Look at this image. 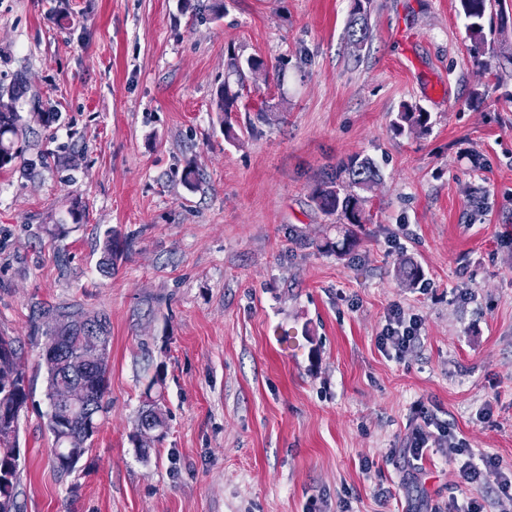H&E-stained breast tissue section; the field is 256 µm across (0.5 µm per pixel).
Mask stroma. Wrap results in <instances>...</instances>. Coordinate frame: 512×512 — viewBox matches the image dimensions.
<instances>
[{"label": "stroma", "instance_id": "1", "mask_svg": "<svg viewBox=\"0 0 512 512\" xmlns=\"http://www.w3.org/2000/svg\"><path fill=\"white\" fill-rule=\"evenodd\" d=\"M208 5L0 0V87L23 76L30 130L0 170V333L33 379L23 512H512L458 477L485 453L512 469V0L486 76L458 0H372L360 45L352 0H224L219 19ZM233 54L264 66L238 77ZM405 104L430 113L426 134L393 133ZM356 155L381 180L339 258L315 247L336 219L312 192ZM109 228L130 245L106 277ZM405 259L415 284L396 275ZM48 305L112 330L110 413L65 476L31 336ZM394 305L423 322L399 356L377 343ZM156 376L168 433L144 457L131 434ZM424 411L456 454L402 458ZM370 0H354L348 23V36L356 44H362L370 37Z\"/></svg>", "mask_w": 512, "mask_h": 512}]
</instances>
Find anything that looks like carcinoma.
Instances as JSON below:
<instances>
[{
    "instance_id": "obj_1",
    "label": "carcinoma",
    "mask_w": 512,
    "mask_h": 512,
    "mask_svg": "<svg viewBox=\"0 0 512 512\" xmlns=\"http://www.w3.org/2000/svg\"><path fill=\"white\" fill-rule=\"evenodd\" d=\"M460 13L474 47L487 43L493 26L486 25L495 10V0H459ZM370 0H353L348 23V36L357 44L370 37ZM263 61L250 57L244 61L232 57L228 67L238 76L244 70L261 69ZM20 91L0 90V170L22 156L27 126L17 112L16 101ZM394 131L402 135L421 134L430 129V114L417 105H405L392 122ZM380 172L368 156H354L339 168L336 175L318 185L312 199L326 215L338 219L336 240H327L318 249L338 256L347 254L357 243L355 229L369 222L362 193L378 184ZM122 244L112 229L104 232L103 251L99 263L102 270H112L121 252ZM46 314L59 317L52 336L60 337L64 357L41 364L44 370L45 397L48 402L46 426L53 438V464L59 473L70 474L88 454L102 417L108 411V363L111 347V329L103 314L88 315L80 310H47ZM83 352H96L102 357L97 365L82 366L77 359ZM23 346L20 338L0 336V380H12L0 386V512H21L18 502L22 480L18 444L19 418L30 395V380L22 365ZM161 382L156 377L147 386L143 407L136 427L143 420L153 424L156 440L167 434V424L159 400L151 391Z\"/></svg>"
}]
</instances>
